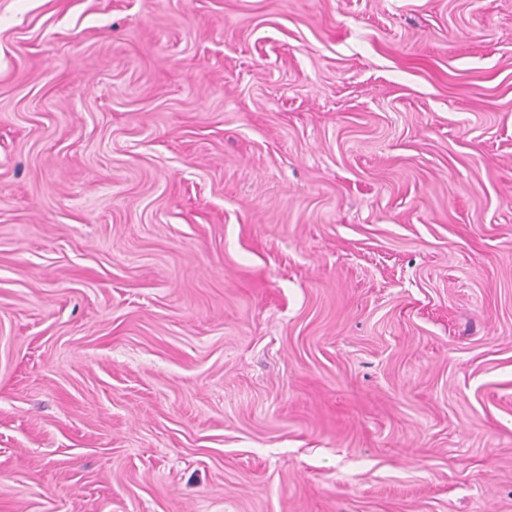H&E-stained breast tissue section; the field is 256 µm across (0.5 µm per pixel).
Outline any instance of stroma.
Here are the masks:
<instances>
[{
	"instance_id": "obj_1",
	"label": "stroma",
	"mask_w": 512,
	"mask_h": 512,
	"mask_svg": "<svg viewBox=\"0 0 512 512\" xmlns=\"http://www.w3.org/2000/svg\"><path fill=\"white\" fill-rule=\"evenodd\" d=\"M0 512H512V0H0Z\"/></svg>"
}]
</instances>
